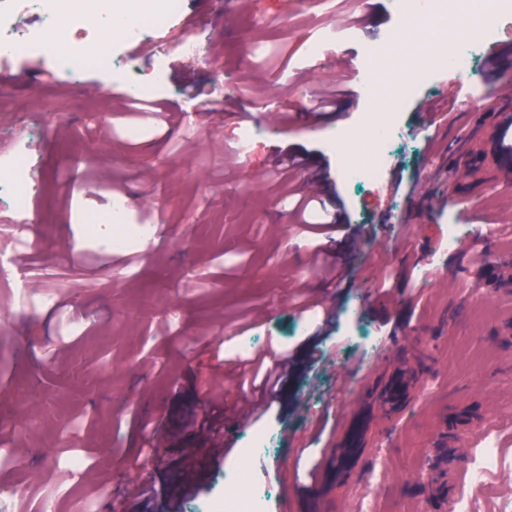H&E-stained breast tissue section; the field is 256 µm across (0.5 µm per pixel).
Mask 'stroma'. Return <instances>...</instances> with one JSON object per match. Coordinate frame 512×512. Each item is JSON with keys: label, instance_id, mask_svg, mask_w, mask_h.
<instances>
[{"label": "stroma", "instance_id": "1", "mask_svg": "<svg viewBox=\"0 0 512 512\" xmlns=\"http://www.w3.org/2000/svg\"><path fill=\"white\" fill-rule=\"evenodd\" d=\"M180 4L153 31L172 47L162 59L116 40L111 65L68 79L38 55L0 57V156L29 140L42 183L29 202L41 221L22 260L55 265L59 287L53 304L32 312L19 286L0 282V504L40 512L49 498L58 512H166L163 498L127 490L136 480L170 484L175 461L190 452L199 488L178 512L218 510L237 492L224 473L252 427L274 436L270 467L258 474L274 488L265 512H359L371 478L380 512H440L445 476L465 474L466 449L487 431L512 460V264L480 269L467 240L442 249L452 224L512 227V179L492 176L489 158L475 152L494 143L512 99L476 116L450 112L427 141L418 103L447 81L448 71L437 72L400 113L387 172L404 190L390 197L383 184L344 179L341 156L326 146L364 113L387 111L388 76L366 77L357 39L318 70L309 55L320 33L356 17L384 44L408 26L393 0ZM186 42L199 49L189 88L179 74ZM160 65L167 81L151 99L177 114L168 126L136 112L130 94ZM345 73L344 120L315 118L320 87ZM260 103L287 121L270 124ZM245 135L248 164L225 168ZM286 151L302 156L299 177L321 167L336 186L356 236L340 282L322 285L308 262L310 235L271 171L273 155ZM117 198L131 223L154 231L138 253L112 251L91 223ZM384 274L394 286L385 299L376 289ZM271 346L292 368L222 456L182 434L149 469L127 468L141 448L139 422L180 431L190 412L206 409L218 371L231 423L258 398L237 385L238 363ZM394 373L410 398L390 450L379 453L380 393ZM359 410L365 447L351 469L323 478ZM73 465L78 477L65 478Z\"/></svg>", "mask_w": 512, "mask_h": 512}]
</instances>
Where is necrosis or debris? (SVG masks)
<instances>
[{"mask_svg":"<svg viewBox=\"0 0 512 512\" xmlns=\"http://www.w3.org/2000/svg\"><path fill=\"white\" fill-rule=\"evenodd\" d=\"M36 6L43 23L33 30L21 29L16 16L17 0H0V53L14 55L22 51L52 57L51 37L58 24L87 36L81 49L61 63L63 73L71 78L79 76L92 63L110 64L112 49L99 38L105 15L89 13L86 0H26ZM398 12L404 17L418 16L425 20L444 18L450 32L457 39L444 51L443 59H436L433 48L422 51V61L410 70L390 69L383 48L370 44L365 48L366 61L371 69H389L391 94L389 109L364 115L358 133L337 135L330 141V149L343 151L355 148L363 160L356 165L343 164L342 170L349 180L379 183L385 177L389 146L398 128L396 117L401 108L422 87L430 84L432 69L445 64L454 72L470 77L474 94L482 88L475 82V53L481 47L498 41L502 35L501 20L512 19V0H396ZM28 151L18 148L8 163H0V193L5 194L11 209L27 214L30 195ZM249 447L228 475L231 483L240 489L238 495L226 498L224 512H260L272 495L271 488L256 486L252 480L253 462L256 457L270 450V434L263 429L250 430Z\"/></svg>","mask_w":512,"mask_h":512,"instance_id":"necrosis-or-debris-1","label":"necrosis or debris"}]
</instances>
